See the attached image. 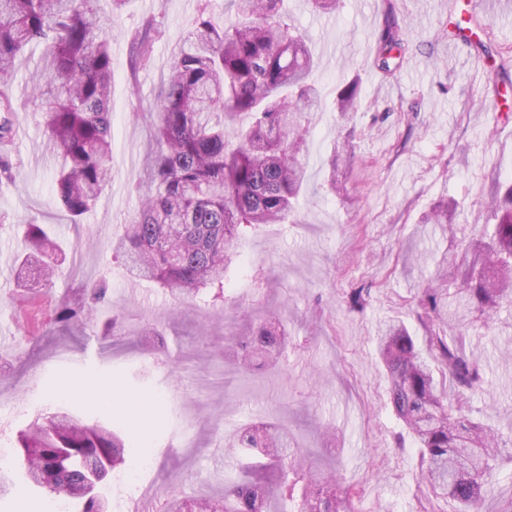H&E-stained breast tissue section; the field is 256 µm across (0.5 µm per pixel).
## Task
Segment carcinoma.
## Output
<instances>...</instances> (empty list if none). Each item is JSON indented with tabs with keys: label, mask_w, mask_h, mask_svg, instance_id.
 <instances>
[{
	"label": "carcinoma",
	"mask_w": 512,
	"mask_h": 512,
	"mask_svg": "<svg viewBox=\"0 0 512 512\" xmlns=\"http://www.w3.org/2000/svg\"><path fill=\"white\" fill-rule=\"evenodd\" d=\"M216 0H199L194 27L173 57L162 85L154 120L156 148L148 161L142 207L112 241L114 256L133 279L168 288L183 303L214 290L224 298V277L239 256L246 232L260 224H284L296 212L306 172L299 158L306 139L303 114L319 100L310 81L312 51L283 10L284 0H225L234 15L215 17ZM98 0H0V177L14 181L10 159L15 130L8 81L18 62L39 44L45 48L29 74L39 92L44 131L63 164L56 172L59 205L72 220L92 209L112 183V52ZM162 34L155 16L132 36L135 64L146 67ZM408 51L388 6V19L373 63L391 74L390 62ZM354 81L336 88L338 112L355 110ZM496 224L487 242L443 256L436 283L423 291L417 317L424 336L411 335L399 320L382 326L376 341L389 378V400L418 448L429 494L472 512L492 488V461L501 452L490 426L470 417L466 400L482 385L481 367L453 329L465 328L512 301V184L490 199ZM455 204L437 206L430 224H450ZM23 257L15 277L26 281L39 270L56 278L48 258L56 242L31 220L25 225ZM108 292L102 282L62 299L55 320L68 328L85 325L87 313ZM236 360L261 371L288 350V334L277 319L251 326L235 338ZM18 448L26 476L66 462L52 495H66L83 482L93 457L122 459L125 444L112 431L88 425L67 412L35 422L20 435ZM234 459L239 478L219 499L181 502L173 512H194L204 502L212 512H268L279 493L293 510L351 512L348 493L297 457L288 431L271 424L242 429Z\"/></svg>",
	"instance_id": "1"
}]
</instances>
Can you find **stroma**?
I'll return each instance as SVG.
<instances>
[{
  "mask_svg": "<svg viewBox=\"0 0 512 512\" xmlns=\"http://www.w3.org/2000/svg\"><path fill=\"white\" fill-rule=\"evenodd\" d=\"M199 0H127L109 16L112 45V184L97 206L71 223L57 206L54 173L60 159L45 135L39 104L28 101L31 61L18 64L12 83L21 133L13 158L19 176L0 183V405L14 413L0 432L16 441L34 421L72 408L89 422L123 429L127 446L116 475L138 471L159 503L201 494L222 497L236 478L231 446L240 428L267 419L287 429L314 466L340 472L353 486V512H454L453 502L426 491L412 440L387 394L379 363V324L399 319L419 331L416 302L433 281L444 251L483 240L478 219L499 184L512 180V83L494 59L469 47L454 49L449 29L481 24L495 47H512V8L504 0H343L333 14L291 7V20L320 66L321 101L306 118L301 154L307 176L294 224L248 231L240 259L227 274L224 304L183 306L171 292L130 279L112 253V238L140 207L136 186L145 176L148 112L172 56L186 39ZM396 9L409 50L394 74L372 66L378 32ZM163 34L152 64L134 69L132 34L147 15ZM359 78V104L341 118L336 87ZM339 191H328L329 182ZM453 200L452 227L425 223L440 201ZM50 225L61 251L53 287L17 282L14 259L24 247L23 223ZM105 280L108 300L82 328L54 322L57 301ZM364 302L352 308L350 295ZM114 337L103 334L112 315ZM287 324L282 369L254 374L229 356L228 338L266 315ZM166 328L175 342L149 355L135 343L142 329ZM484 381L469 411L512 441V307L463 331ZM88 385L90 397L62 398L66 385ZM164 407H135L146 394ZM155 460L141 468L143 453ZM0 512H54L51 494L11 471Z\"/></svg>",
  "mask_w": 512,
  "mask_h": 512,
  "instance_id": "stroma-1",
  "label": "stroma"
}]
</instances>
